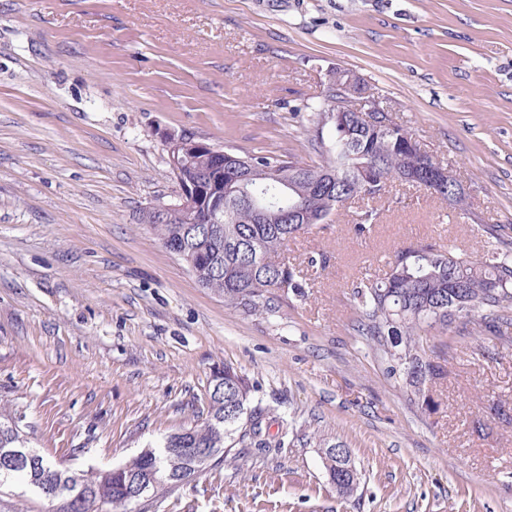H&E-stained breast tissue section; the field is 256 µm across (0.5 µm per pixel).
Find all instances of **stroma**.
Segmentation results:
<instances>
[{
    "mask_svg": "<svg viewBox=\"0 0 512 512\" xmlns=\"http://www.w3.org/2000/svg\"><path fill=\"white\" fill-rule=\"evenodd\" d=\"M360 75L470 190L460 214L394 185L290 241L306 296L241 315L139 221L175 200L162 133L317 160L327 74ZM512 235V0H0V409L74 469L123 464L202 422L230 364L274 407L249 448L149 512H512V349L459 347L431 405L388 380L352 288L421 240L481 254ZM481 420L482 432L473 429ZM362 480L337 494L324 445Z\"/></svg>",
    "mask_w": 512,
    "mask_h": 512,
    "instance_id": "35a3bbf8",
    "label": "stroma"
}]
</instances>
